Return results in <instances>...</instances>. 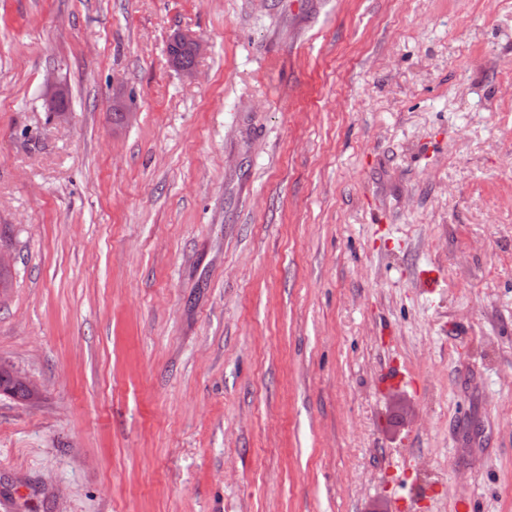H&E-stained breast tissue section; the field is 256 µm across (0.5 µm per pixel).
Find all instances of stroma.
<instances>
[{"label": "stroma", "instance_id": "35a3bbf8", "mask_svg": "<svg viewBox=\"0 0 512 512\" xmlns=\"http://www.w3.org/2000/svg\"><path fill=\"white\" fill-rule=\"evenodd\" d=\"M0 252V512H512V0H0ZM14 370L5 364H0V387L4 388L5 394L18 399H28L32 396L31 392H35V388L31 381L28 380L23 374L15 372L14 378L12 372ZM24 384H18L16 381ZM31 392H30V391Z\"/></svg>", "mask_w": 512, "mask_h": 512}]
</instances>
